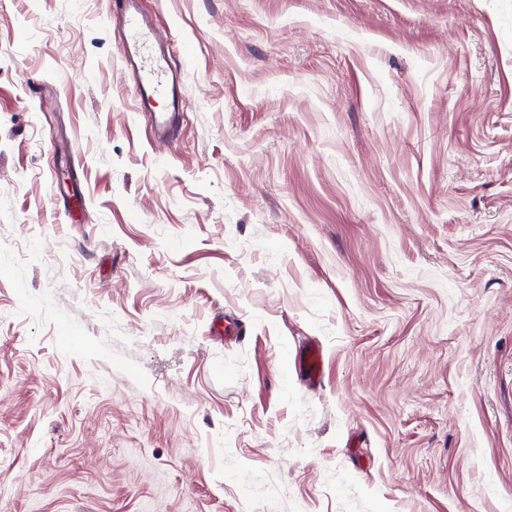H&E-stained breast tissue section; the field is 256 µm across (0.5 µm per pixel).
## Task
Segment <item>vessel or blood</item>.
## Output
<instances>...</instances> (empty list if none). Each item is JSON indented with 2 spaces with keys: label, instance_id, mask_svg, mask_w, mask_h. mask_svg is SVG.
<instances>
[{
  "label": "vessel or blood",
  "instance_id": "vessel-or-blood-1",
  "mask_svg": "<svg viewBox=\"0 0 512 512\" xmlns=\"http://www.w3.org/2000/svg\"><path fill=\"white\" fill-rule=\"evenodd\" d=\"M104 23L118 30L117 50L132 73L138 111L150 115L157 138L170 137L186 110L182 68L174 62L173 44L159 40L154 25L141 9V0H111ZM298 367L310 383L319 382L320 348L310 343L301 346Z\"/></svg>",
  "mask_w": 512,
  "mask_h": 512
}]
</instances>
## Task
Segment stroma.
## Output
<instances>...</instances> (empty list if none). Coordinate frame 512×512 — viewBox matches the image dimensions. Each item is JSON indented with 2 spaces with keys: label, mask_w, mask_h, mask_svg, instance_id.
Instances as JSON below:
<instances>
[{
  "label": "stroma",
  "mask_w": 512,
  "mask_h": 512,
  "mask_svg": "<svg viewBox=\"0 0 512 512\" xmlns=\"http://www.w3.org/2000/svg\"><path fill=\"white\" fill-rule=\"evenodd\" d=\"M144 6L0 0V512H512V0ZM103 21L118 30L116 47L131 70L138 112L151 116L157 139H167L186 111L181 71L188 50L183 48L181 62L178 59L179 64H175L173 42L159 40L141 9V0H111ZM298 367L307 380L315 384L319 382L322 374V353L314 344H305L300 347L298 355Z\"/></svg>",
  "instance_id": "stroma-1"
}]
</instances>
